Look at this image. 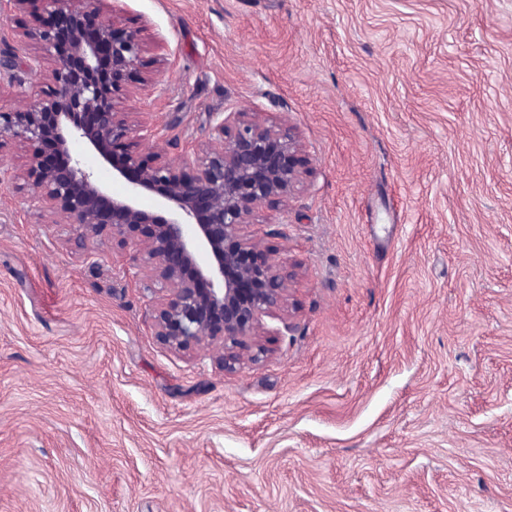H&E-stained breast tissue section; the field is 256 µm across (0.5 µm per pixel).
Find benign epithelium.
<instances>
[{
  "label": "benign epithelium",
  "mask_w": 512,
  "mask_h": 512,
  "mask_svg": "<svg viewBox=\"0 0 512 512\" xmlns=\"http://www.w3.org/2000/svg\"><path fill=\"white\" fill-rule=\"evenodd\" d=\"M13 4L42 42L41 54L27 56V69H46L53 89L25 112L0 111V143L29 151L24 171L0 173V185L23 180L35 206L72 227V252L89 259L103 240L127 251L151 295L157 335L170 348L208 352L225 368L242 359L238 349L258 335L264 317H280L282 327L271 332H291L288 277L248 227L256 206L290 198L308 174L292 126L262 127L241 112H214V148L174 167L141 149L167 137L168 127L134 105L115 110L122 88L161 85L144 77V29L104 17L97 0ZM50 135L61 168L45 150ZM73 144L97 153L126 194L114 197L97 184ZM145 195L157 199L159 211L139 207ZM202 251L209 256L204 268L196 261Z\"/></svg>",
  "instance_id": "obj_1"
}]
</instances>
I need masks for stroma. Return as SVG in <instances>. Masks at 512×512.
Returning <instances> with one entry per match:
<instances>
[{"instance_id":"obj_1","label":"stroma","mask_w":512,"mask_h":512,"mask_svg":"<svg viewBox=\"0 0 512 512\" xmlns=\"http://www.w3.org/2000/svg\"><path fill=\"white\" fill-rule=\"evenodd\" d=\"M181 166L215 112L312 173L250 230L294 329L170 350L125 254L0 188V512H512V0H103ZM0 0V49L29 36ZM42 73L0 84L23 112Z\"/></svg>"}]
</instances>
